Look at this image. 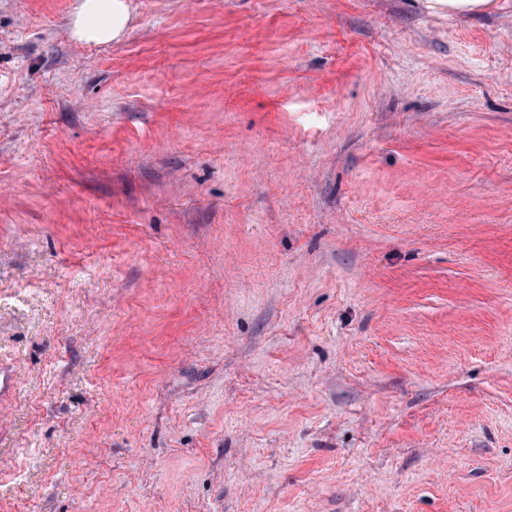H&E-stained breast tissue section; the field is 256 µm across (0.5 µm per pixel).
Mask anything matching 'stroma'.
<instances>
[{
  "mask_svg": "<svg viewBox=\"0 0 512 512\" xmlns=\"http://www.w3.org/2000/svg\"><path fill=\"white\" fill-rule=\"evenodd\" d=\"M0 0V512H512V0ZM128 0H77L69 16V35L94 46L120 42L132 23Z\"/></svg>",
  "mask_w": 512,
  "mask_h": 512,
  "instance_id": "1",
  "label": "stroma"
}]
</instances>
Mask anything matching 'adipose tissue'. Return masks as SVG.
I'll list each match as a JSON object with an SVG mask.
<instances>
[{
  "label": "adipose tissue",
  "instance_id": "adipose-tissue-1",
  "mask_svg": "<svg viewBox=\"0 0 512 512\" xmlns=\"http://www.w3.org/2000/svg\"><path fill=\"white\" fill-rule=\"evenodd\" d=\"M132 23L127 0H75L69 16V35L94 46L120 42Z\"/></svg>",
  "mask_w": 512,
  "mask_h": 512
}]
</instances>
